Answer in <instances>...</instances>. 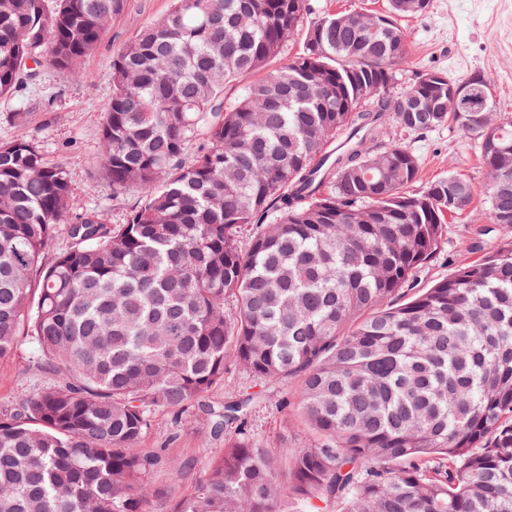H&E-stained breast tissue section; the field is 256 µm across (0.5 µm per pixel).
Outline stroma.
<instances>
[{
    "label": "stroma",
    "mask_w": 512,
    "mask_h": 512,
    "mask_svg": "<svg viewBox=\"0 0 512 512\" xmlns=\"http://www.w3.org/2000/svg\"><path fill=\"white\" fill-rule=\"evenodd\" d=\"M170 0H126L122 15L109 21L97 49L85 58L77 75L43 65L33 83L11 97L0 98V142L26 138L34 141L50 164L62 165L70 180L73 214L101 210L108 223H123L140 197L135 193L115 194L100 165V134L104 109L112 97V59L140 30L155 23L169 9ZM409 44V59L399 66L394 91L417 80L420 74L438 70L454 80L481 75L492 95L494 110L512 114V0H430L427 12L399 21ZM404 146L420 159L415 190L455 172L473 188L471 207L449 220L447 239L437 258L413 285L425 287L448 277L456 266L475 259L512 240V228L497 229L482 236L486 223L487 170L476 141L447 124L422 134L405 136ZM480 251L468 250V243ZM18 350L0 358V404L31 393L52 380L48 371L30 367L35 348L27 328H20ZM226 388L216 390L219 398L228 393H253L246 432L264 447L281 450L288 443L306 440L304 427L285 429L282 419L296 402V382L278 379L255 381L243 368L231 366L225 374ZM141 446L150 451L168 448L177 461H190L187 470L160 469L151 483L162 493L154 512H168L169 502L196 485L216 452L201 416L190 413L182 421L158 414Z\"/></svg>",
    "instance_id": "1"
}]
</instances>
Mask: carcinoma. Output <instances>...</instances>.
<instances>
[{
	"label": "carcinoma",
	"mask_w": 512,
	"mask_h": 512,
	"mask_svg": "<svg viewBox=\"0 0 512 512\" xmlns=\"http://www.w3.org/2000/svg\"><path fill=\"white\" fill-rule=\"evenodd\" d=\"M124 7L0 0V98L43 49L80 72ZM306 11L173 0L142 29L112 59L101 129L104 174L142 204L122 224L80 214L47 266L67 173L0 143V357L26 322L55 376L0 406V512H152L151 473L182 465L142 440L189 409L224 448L170 512H282L285 489L298 512H512V241L404 297L473 194L452 171L410 191L420 161L400 143L449 122L476 140L489 222L512 227V117L502 154L486 112L441 111L420 78L390 94L409 55L397 0L305 28ZM230 362L297 380L284 427L308 442L277 454L245 434L252 397H212Z\"/></svg>",
	"instance_id": "1"
}]
</instances>
